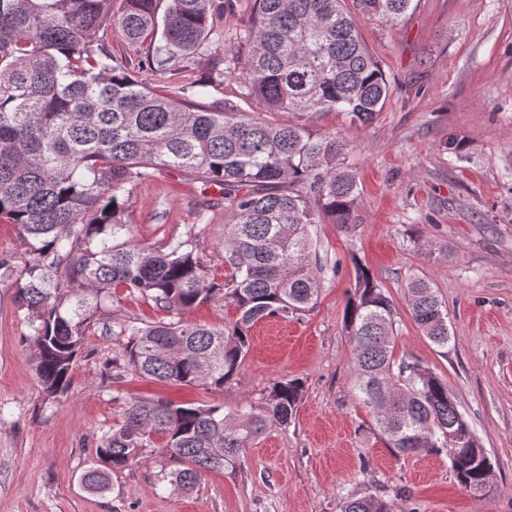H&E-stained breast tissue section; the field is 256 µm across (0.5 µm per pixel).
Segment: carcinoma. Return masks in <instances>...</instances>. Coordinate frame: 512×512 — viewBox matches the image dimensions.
I'll use <instances>...</instances> for the list:
<instances>
[{
	"instance_id": "obj_1",
	"label": "carcinoma",
	"mask_w": 512,
	"mask_h": 512,
	"mask_svg": "<svg viewBox=\"0 0 512 512\" xmlns=\"http://www.w3.org/2000/svg\"><path fill=\"white\" fill-rule=\"evenodd\" d=\"M0 0V221L17 227L29 258L14 269L19 309L47 397L67 395L74 362L97 325L125 336L117 375L175 385L224 387L238 375L259 321L311 311L320 284L309 268L311 228L327 217L352 223L359 190L344 164L347 141L304 124L249 117L230 101L196 104L158 94L97 42L115 31L138 45L142 66L164 74L231 53L241 96L270 112H343L371 123L392 95L381 62L345 0H254L233 49L215 0ZM413 0H356L362 13L398 23ZM190 171L220 188L233 209L224 243L231 273L217 283L189 229L162 250L135 241L125 219L134 188L158 171ZM345 308L355 387L396 453L444 454L460 487L489 492L492 463L448 384L417 361L396 360L393 305L359 263ZM168 318L143 327L108 323L117 290ZM412 317L437 345L448 321L430 285L408 284ZM229 299L238 316L222 327L183 320ZM298 378L276 380L259 414L224 407L138 401L105 432L83 475L92 490L142 461L147 449L181 464L170 484L194 487L203 472L235 468L266 421L291 423L303 398ZM462 439L448 447V428ZM342 512H400L392 500L352 494Z\"/></svg>"
}]
</instances>
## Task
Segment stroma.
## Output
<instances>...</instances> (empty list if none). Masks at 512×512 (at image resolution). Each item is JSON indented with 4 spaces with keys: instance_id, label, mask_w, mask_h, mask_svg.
Instances as JSON below:
<instances>
[{
    "instance_id": "obj_1",
    "label": "stroma",
    "mask_w": 512,
    "mask_h": 512,
    "mask_svg": "<svg viewBox=\"0 0 512 512\" xmlns=\"http://www.w3.org/2000/svg\"><path fill=\"white\" fill-rule=\"evenodd\" d=\"M361 36L383 64L393 95L369 125L339 112H268L242 98L235 75L201 59L161 75L139 69L146 44L108 32L103 41L149 86L189 90L216 77L212 100L271 123L340 133L358 175L352 224H317L310 265L317 306L301 319L268 318L250 333L238 376L223 388L162 385L125 375L112 359L124 339L95 331L66 396L47 399L13 278L0 276V512H341L347 493L394 500L403 512H512V0H413L398 24L359 16ZM454 151H447V143ZM210 203L200 239L210 278L224 281L232 209L197 176L160 171L133 191L126 220L159 248L184 234ZM379 280L395 309L394 356L430 367L493 463L492 491L460 488L444 455H396L354 387L344 309L354 266ZM428 281L448 317L447 348L413 320L406 285ZM302 379L288 426L268 423L237 468L203 473L190 491L168 482L178 464L152 453L112 473L109 487L82 482L103 433L127 403L249 404L269 384Z\"/></svg>"
}]
</instances>
